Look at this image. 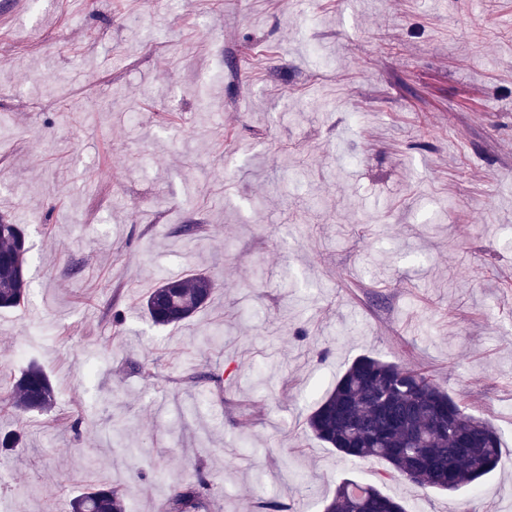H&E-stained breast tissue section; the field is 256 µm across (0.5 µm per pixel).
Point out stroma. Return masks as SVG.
<instances>
[{"label": "stroma", "instance_id": "1", "mask_svg": "<svg viewBox=\"0 0 512 512\" xmlns=\"http://www.w3.org/2000/svg\"><path fill=\"white\" fill-rule=\"evenodd\" d=\"M0 214L30 281L0 397L32 362L56 394L0 407V512L95 484L168 512L198 470L203 512H323L345 479L512 512V0H0ZM198 272L212 302L153 326ZM364 354L489 420L502 466L426 494L315 438ZM215 288L216 282L204 273L164 279L146 296L143 306L155 326H175L204 308Z\"/></svg>", "mask_w": 512, "mask_h": 512}]
</instances>
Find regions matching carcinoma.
I'll return each instance as SVG.
<instances>
[{"label":"carcinoma","instance_id":"cac0c4a2","mask_svg":"<svg viewBox=\"0 0 512 512\" xmlns=\"http://www.w3.org/2000/svg\"><path fill=\"white\" fill-rule=\"evenodd\" d=\"M24 228L0 216V309L24 303L28 290ZM216 282L204 273L164 279L146 296L144 309L159 327L178 325L204 308ZM8 402L15 413L48 414L55 392L42 368L30 364L14 380ZM313 435L343 456L381 459L391 474L419 488L452 495L499 465L501 439L487 420L469 415L425 373L371 356L356 358L307 418ZM198 476L168 500L170 512H193ZM69 512H125L120 490L97 486L70 499ZM324 512H407L371 485L341 482Z\"/></svg>","mask_w":512,"mask_h":512}]
</instances>
